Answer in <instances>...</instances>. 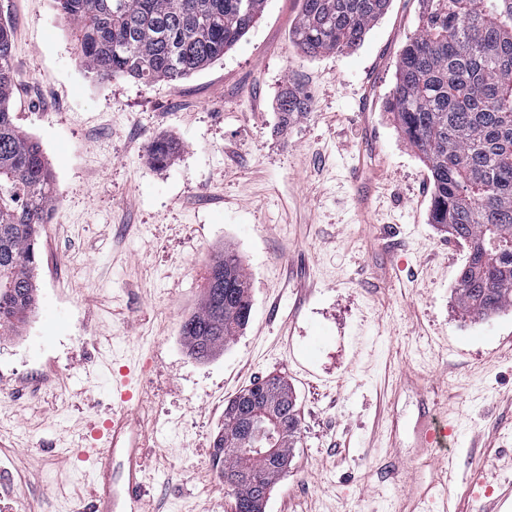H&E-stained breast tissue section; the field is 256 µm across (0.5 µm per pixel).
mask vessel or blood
<instances>
[{
	"instance_id": "1",
	"label": "vessel or blood",
	"mask_w": 512,
	"mask_h": 512,
	"mask_svg": "<svg viewBox=\"0 0 512 512\" xmlns=\"http://www.w3.org/2000/svg\"><path fill=\"white\" fill-rule=\"evenodd\" d=\"M116 394L120 404L104 426L109 454L100 458L93 476L92 512H146L147 457L127 382L118 383ZM457 477V462L454 456H447L438 464L435 480L413 498L409 512H429L428 501L447 498Z\"/></svg>"
}]
</instances>
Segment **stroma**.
<instances>
[{"label":"stroma","mask_w":512,"mask_h":512,"mask_svg":"<svg viewBox=\"0 0 512 512\" xmlns=\"http://www.w3.org/2000/svg\"><path fill=\"white\" fill-rule=\"evenodd\" d=\"M0 8L10 107L59 190L35 308L0 336V512H89L96 433L125 377L151 512H233L213 441L225 403L268 376L292 387L301 436L266 512H398L445 450L465 512H484L481 471L512 482V308L456 310L466 247L431 224V175L388 110L418 0H392L358 47L317 57L290 40L301 0H268L223 59L175 84L95 81L54 0ZM289 85L308 110L286 120ZM161 138L181 145L163 168L144 149ZM227 250L251 318L200 360L181 325ZM433 404L455 429L443 450L422 439Z\"/></svg>","instance_id":"35a3bbf8"}]
</instances>
